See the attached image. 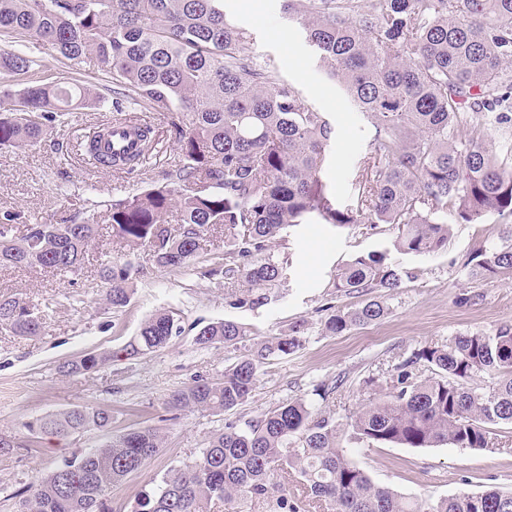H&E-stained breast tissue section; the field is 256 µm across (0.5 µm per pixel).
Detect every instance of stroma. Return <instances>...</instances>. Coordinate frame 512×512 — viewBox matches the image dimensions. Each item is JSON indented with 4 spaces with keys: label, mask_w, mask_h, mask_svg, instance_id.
<instances>
[{
    "label": "stroma",
    "mask_w": 512,
    "mask_h": 512,
    "mask_svg": "<svg viewBox=\"0 0 512 512\" xmlns=\"http://www.w3.org/2000/svg\"><path fill=\"white\" fill-rule=\"evenodd\" d=\"M256 2V8L246 10L242 0H224V12L253 32L249 53L274 55L282 77L328 115L337 137L326 182L338 204H350L354 170L369 150L370 127L344 91L321 73L296 18L284 12L282 0ZM39 58L45 81L63 77L86 81L106 95L120 88L96 63L73 66L44 52ZM113 116L108 105L94 112L78 111L68 125L56 128L37 146L0 152V212H17L23 225L56 222L97 202L158 184L161 169L178 159L170 116L164 112L141 115L157 132L158 145L136 179L115 169H100L76 153L63 155V147L79 144ZM499 224L498 216L489 215L480 224L451 225L444 251L401 257L410 276L384 296L386 315L337 335L323 330L325 307L347 311L364 299L336 292L332 281L355 256L389 246L395 236L389 225L334 226L310 217L289 227L273 248L275 259L287 264L286 278L272 300L254 310L230 307L238 285L206 274L207 268L224 261L220 228L202 241L188 270L157 268L146 252L120 245L106 223L99 225L98 245L89 250L79 274L0 269V294L19 293L44 304L42 333L33 337L0 334V429L74 405H108L114 416L108 432L87 431L64 441L45 437L39 439L35 452L17 448L0 453V512H13L17 492L46 477L75 453L99 447L109 435L132 428L159 427L166 441L141 470L113 487L106 502L108 512H133L144 491L159 483L171 468L194 459L225 422L241 424L302 400L334 424H346L369 399L388 393L390 369L413 350L448 344L454 336L469 331L512 324V273L474 281L464 270L475 252L498 244ZM130 256L139 265L131 303L117 311L108 309L102 299L99 265L108 258L123 261ZM473 294L482 295V302L466 304V297ZM160 310L177 313L180 334L158 351L132 358L122 355L141 323ZM224 319L250 327L251 334L244 341L249 349L288 334L299 323L307 329V340L288 357L269 358L251 397L235 410L183 412L167 420L164 403L175 391L199 376L220 378L235 362L237 350L195 343L200 328ZM103 351L112 353V361L80 375H59L61 363ZM494 440L501 443V450L354 443L350 451L376 484L406 497L436 501L490 486L512 491V425L498 426Z\"/></svg>",
    "instance_id": "1"
}]
</instances>
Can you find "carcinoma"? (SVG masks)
<instances>
[{
  "mask_svg": "<svg viewBox=\"0 0 512 512\" xmlns=\"http://www.w3.org/2000/svg\"><path fill=\"white\" fill-rule=\"evenodd\" d=\"M322 73L337 82L372 130L355 173L356 199L339 206L323 181L335 127L281 79L274 57L245 52L253 33L228 20L224 0H0V150L33 147L73 110H98L105 97L91 84L45 82L40 60L20 51L51 50L75 65L90 58L117 78L127 97L151 112H168L181 159L162 182L141 193L97 203L61 224L35 222L14 234L16 214L0 215V268L38 267L75 274L95 246L99 220L119 242L143 247L163 269L187 267L211 228L224 225V279L242 283L233 306L270 301L284 275L271 244L314 215L320 224H388L399 255L438 253L448 244V215L480 224L506 220L501 244L475 253L468 276L481 281L512 271V165L493 151L492 128L476 114L512 122V0H284ZM140 132L129 114L115 119ZM127 174L141 162L98 157ZM179 224L178 233L169 228ZM138 268L100 266L103 301L126 307ZM407 272L390 251L359 255L338 271L336 291L368 295L362 306L334 307L325 330L341 334L386 314L382 294ZM43 329L37 305L0 295V332L30 337ZM180 332L174 312L145 320L125 347L155 352ZM251 330L234 320L203 326L195 343L238 348ZM304 325L240 354L217 380L198 377L166 403L170 411H231L252 394L264 360L293 354ZM112 355L88 353L66 362L70 377ZM421 363L431 376L413 381ZM489 377L490 382L477 383ZM391 392L370 400L340 428L303 401H293L237 427L214 433L200 455L167 472L144 492L135 512H241L249 499L270 512H512V492L490 488L437 501L410 499L381 486L352 460L348 439L408 448L486 450L491 427L512 425V324L472 331L442 346H424L391 369ZM112 427V408L77 405L0 431V453L31 439ZM157 427L128 430L76 456L17 494L16 512H105L112 487L139 471L163 447ZM293 476L303 496L275 494V474Z\"/></svg>",
  "mask_w": 512,
  "mask_h": 512,
  "instance_id": "1",
  "label": "carcinoma"
}]
</instances>
